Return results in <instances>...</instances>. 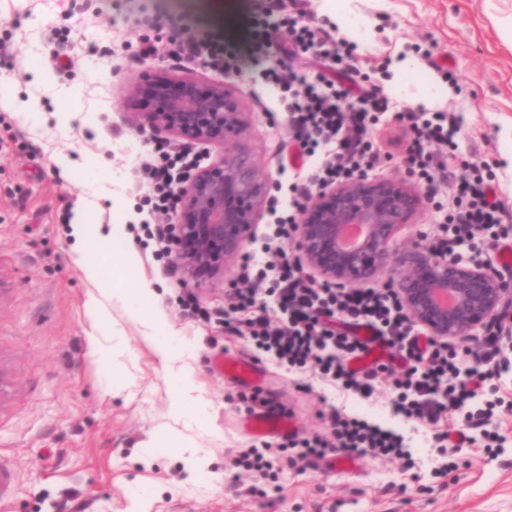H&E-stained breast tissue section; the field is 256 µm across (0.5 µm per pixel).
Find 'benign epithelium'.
<instances>
[{"instance_id": "obj_1", "label": "benign epithelium", "mask_w": 512, "mask_h": 512, "mask_svg": "<svg viewBox=\"0 0 512 512\" xmlns=\"http://www.w3.org/2000/svg\"><path fill=\"white\" fill-rule=\"evenodd\" d=\"M153 85L166 107L134 113L140 132L212 142L242 126V112L222 82L157 79ZM263 192L253 158L236 149L178 177L169 254L187 279L202 269L221 271L237 257L252 236ZM416 201L413 188L398 181L356 177L320 187L301 211L298 248L316 278L340 288L397 272L392 287L415 324L436 339H468L505 311L512 290L489 265L460 252L443 256L423 240L392 247Z\"/></svg>"}]
</instances>
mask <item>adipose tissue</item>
Segmentation results:
<instances>
[{"label": "adipose tissue", "mask_w": 512, "mask_h": 512, "mask_svg": "<svg viewBox=\"0 0 512 512\" xmlns=\"http://www.w3.org/2000/svg\"><path fill=\"white\" fill-rule=\"evenodd\" d=\"M84 273L97 286L90 304L95 312L94 331L99 337L96 351L100 359L112 362L126 351L124 344L112 342L113 336L119 333L112 308L121 306L132 320L141 325L143 340L168 368L166 384L171 394L168 415L174 422L168 430V438L174 447L186 453V462L193 476L200 481H208L211 477L208 463L198 456L193 439L185 434L189 428L201 434L210 431V403L195 383L188 344L169 329L159 309L157 295L148 284L140 282L128 288L108 287L102 268L95 264L87 265Z\"/></svg>", "instance_id": "obj_1"}]
</instances>
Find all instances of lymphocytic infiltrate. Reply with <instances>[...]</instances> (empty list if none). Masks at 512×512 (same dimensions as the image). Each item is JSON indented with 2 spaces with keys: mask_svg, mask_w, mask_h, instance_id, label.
Returning <instances> with one entry per match:
<instances>
[{
  "mask_svg": "<svg viewBox=\"0 0 512 512\" xmlns=\"http://www.w3.org/2000/svg\"><path fill=\"white\" fill-rule=\"evenodd\" d=\"M279 34L293 53L310 55L320 64H335L345 83L325 74L310 75L283 64L265 73L271 87L293 91L288 107L291 135L281 146V164L302 166L306 157L321 155V165L311 173L312 186L368 175L377 154L370 140L371 127L395 118L407 127L403 163L416 175L428 194H436V176L446 173L448 150L455 145L458 120L445 111L399 110L391 95L379 86H366L352 46L337 40L334 31L312 27L288 12V0H265L257 20ZM171 54L182 61L203 60L220 71L224 53L209 41L175 33ZM185 156L163 154L161 164H145L156 209H167L175 191V170ZM453 209L443 217L436 247L446 253L491 236L496 251L512 249V237L501 232L512 221V210L500 199L493 180L477 175L454 181ZM294 222L276 224L265 246L262 269L244 266V274L272 278L266 293L255 288L228 291L226 301L234 320L228 326L247 338L255 349L288 369L310 370L322 379L361 399L375 395L380 377L391 380L397 396L396 413L420 424L439 426L460 408L468 389H481L512 369V354L490 332L472 353L468 386L459 383L458 348L435 340L417 327L391 288H335L310 281L299 261L289 259L284 248ZM329 435L289 438L299 459L342 451L349 456L406 457L410 450L403 435L332 410ZM273 444L263 440L243 451L232 466L263 480L260 494L275 485L278 472Z\"/></svg>",
  "mask_w": 512,
  "mask_h": 512,
  "instance_id": "f902f5d3",
  "label": "lymphocytic infiltrate"
}]
</instances>
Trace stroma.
Masks as SVG:
<instances>
[{"instance_id":"stroma-1","label":"stroma","mask_w":512,"mask_h":512,"mask_svg":"<svg viewBox=\"0 0 512 512\" xmlns=\"http://www.w3.org/2000/svg\"><path fill=\"white\" fill-rule=\"evenodd\" d=\"M351 7L362 23L360 69L404 109L431 86H446L435 108L461 118L453 172L494 173L512 209V43L500 27L512 0H352ZM260 9V0H0V88L9 100L0 106V366L11 381L0 403V464L15 473L0 512H512V371L496 381L505 405L489 420L501 436L493 449L478 429L471 447H430L429 461L412 467L365 457L356 473L334 471L326 458L296 464L284 452L279 491L260 497L249 484L231 483L228 461L253 442L241 427L253 395L282 406L303 437L325 431L331 408L350 413L358 401L268 360L256 388L225 379L218 354L255 356L224 325V292L243 287L241 264H227L196 288L170 257L146 247L144 226L161 230L165 215L151 212L140 166L159 139L133 129L130 115L145 111L141 91L157 76L221 80L235 90L244 114L238 137L184 139L179 149L206 151L211 161L228 146L252 155L271 184L256 239L244 248L260 254L277 208L300 200L306 182L281 168L288 103L271 93L265 64L251 53L261 38ZM183 27L223 47V72L170 57V37ZM147 39L158 52L145 59L139 48ZM426 50L455 82L423 60ZM34 55L38 75L27 67ZM407 57L416 58V70L394 79L393 63ZM30 107L38 122L17 116ZM371 139L379 155L374 179L407 178L404 124L378 123ZM452 204L445 180L436 196L420 194L393 245L434 242L439 210ZM85 208L102 234L121 224L124 237L102 253L77 251L73 225ZM130 252L138 263L127 278L113 266ZM90 263L113 273L119 287L133 279L154 288L169 325L190 344L196 384L211 403V431L196 438L210 483L192 478L168 445L166 370L122 311L112 315L124 329L125 356L113 364L96 356L87 308L96 287L83 273ZM188 292L198 310L182 306ZM110 375L121 390L106 389Z\"/></svg>"}]
</instances>
